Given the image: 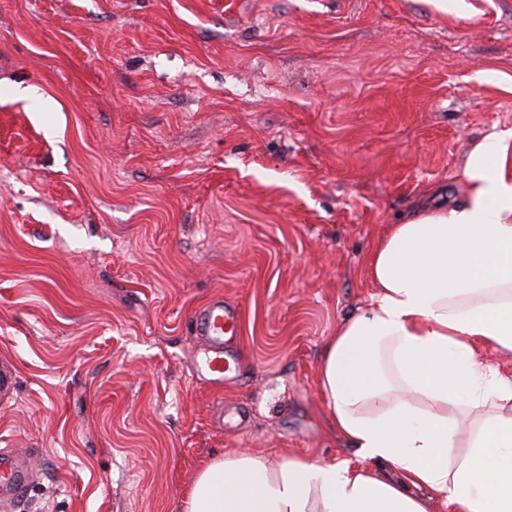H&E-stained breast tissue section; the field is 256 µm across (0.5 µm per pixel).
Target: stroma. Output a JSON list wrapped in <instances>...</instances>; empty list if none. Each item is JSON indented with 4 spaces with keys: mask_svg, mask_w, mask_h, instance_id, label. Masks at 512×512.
<instances>
[{
    "mask_svg": "<svg viewBox=\"0 0 512 512\" xmlns=\"http://www.w3.org/2000/svg\"><path fill=\"white\" fill-rule=\"evenodd\" d=\"M502 130L512 0H0L18 512H182L212 458H352L317 390L324 345L374 293L389 225L463 202ZM216 292L245 366L219 391L188 326Z\"/></svg>",
    "mask_w": 512,
    "mask_h": 512,
    "instance_id": "35a3bbf8",
    "label": "stroma"
}]
</instances>
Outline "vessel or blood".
<instances>
[{"mask_svg":"<svg viewBox=\"0 0 512 512\" xmlns=\"http://www.w3.org/2000/svg\"><path fill=\"white\" fill-rule=\"evenodd\" d=\"M191 324L196 335L205 342V356L197 372L210 386L222 388L228 374L239 371L241 358L238 342L242 318L239 309L223 296L212 297L204 307L195 311ZM30 483V472L12 452H0V512H16Z\"/></svg>","mask_w":512,"mask_h":512,"instance_id":"obj_1","label":"vessel or blood"}]
</instances>
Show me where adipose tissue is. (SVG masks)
<instances>
[{
    "label": "adipose tissue",
    "mask_w": 512,
    "mask_h": 512,
    "mask_svg": "<svg viewBox=\"0 0 512 512\" xmlns=\"http://www.w3.org/2000/svg\"><path fill=\"white\" fill-rule=\"evenodd\" d=\"M466 203L389 225L370 304L341 320L317 389L353 460L203 465L183 512H512V131L470 154Z\"/></svg>",
    "instance_id": "ef3b65f1"
}]
</instances>
